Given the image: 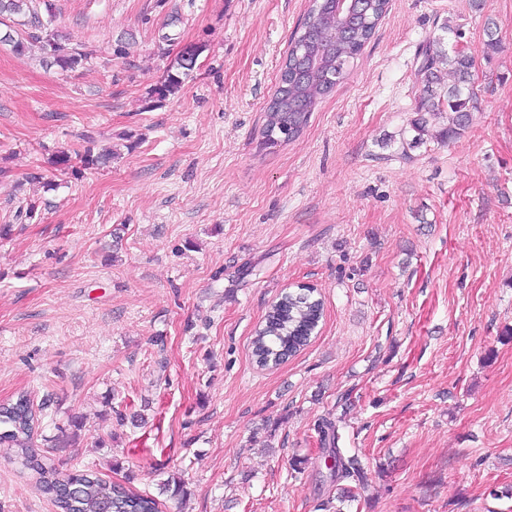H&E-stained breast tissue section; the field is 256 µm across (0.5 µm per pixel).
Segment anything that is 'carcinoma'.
I'll return each mask as SVG.
<instances>
[{"mask_svg": "<svg viewBox=\"0 0 512 512\" xmlns=\"http://www.w3.org/2000/svg\"><path fill=\"white\" fill-rule=\"evenodd\" d=\"M33 0H0V15L26 14L28 24L36 30L44 28ZM366 15L343 23L334 16L333 0H317L307 14L288 50L287 57L307 52L311 59L308 74L293 84L288 99L273 94L265 113L266 143L275 145L299 136L309 123L319 99L329 94L346 75L354 59L372 38L377 24L385 16L389 0H364ZM15 51L22 53L39 44L45 61L62 71L73 70L90 56L87 51L69 48L52 31L45 36L7 37ZM453 75L449 86L442 85V72ZM417 75L423 85L417 104L419 118L412 123L416 135L412 143L423 142L430 119L450 113L448 127L439 132L441 138H452L464 128L470 113L477 109L474 91L476 61L465 48L445 46L444 39L426 43ZM183 84L180 72H170L157 88L161 98L176 94ZM82 167L89 169L112 161V153H96L87 146L76 153ZM324 315L321 298L313 288L288 291L271 305L252 339V357L261 368H274L308 345ZM38 418L28 405L26 395L0 403V444L7 443L21 451L22 465L34 472L39 490L49 496L60 512H158L157 501L131 492L88 470L63 473L46 457L31 448L30 440ZM322 453L334 459L332 479H356V485L343 489V497L352 501L366 491L358 459L345 456L338 447L335 423L325 420L317 424Z\"/></svg>", "mask_w": 512, "mask_h": 512, "instance_id": "obj_1", "label": "carcinoma"}]
</instances>
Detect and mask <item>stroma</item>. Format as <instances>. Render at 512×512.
Segmentation results:
<instances>
[{
	"label": "stroma",
	"mask_w": 512,
	"mask_h": 512,
	"mask_svg": "<svg viewBox=\"0 0 512 512\" xmlns=\"http://www.w3.org/2000/svg\"><path fill=\"white\" fill-rule=\"evenodd\" d=\"M51 2L87 62L0 43V401H33L32 448L161 512H512V0H391L274 147L265 107L309 0ZM438 37L474 56L478 108L414 148ZM87 145L117 156L53 165ZM302 283L317 335L258 368L256 326ZM324 419L358 501L337 500L353 482L329 480ZM0 512H54L5 445ZM317 432L322 453L331 455L334 459V475L331 478L336 482L340 479L349 478H353L355 482H358L355 483L354 487L343 488V495L341 497H344V499L349 498L350 501L356 500L367 488L357 457L355 455L346 457L341 448L338 447L340 438L335 423L329 420L322 421L317 424Z\"/></svg>",
	"instance_id": "obj_1"
}]
</instances>
